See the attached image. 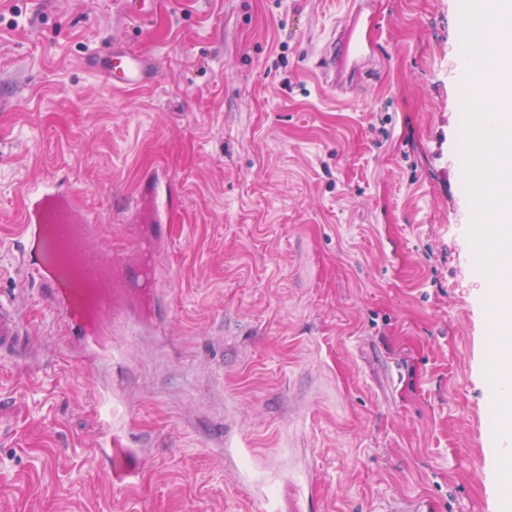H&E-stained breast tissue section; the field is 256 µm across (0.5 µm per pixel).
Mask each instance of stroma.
Instances as JSON below:
<instances>
[{
	"mask_svg": "<svg viewBox=\"0 0 512 512\" xmlns=\"http://www.w3.org/2000/svg\"><path fill=\"white\" fill-rule=\"evenodd\" d=\"M345 8L0 0V512H499L461 0H374L382 65L339 99L314 62ZM115 43L157 80L111 88L86 57ZM46 187L101 215L93 246L156 244L151 311L93 363L18 268ZM23 320L14 299L0 295V356L12 355L23 335Z\"/></svg>",
	"mask_w": 512,
	"mask_h": 512,
	"instance_id": "stroma-1",
	"label": "stroma"
}]
</instances>
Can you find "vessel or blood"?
I'll return each mask as SVG.
<instances>
[{
	"label": "vessel or blood",
	"mask_w": 512,
	"mask_h": 512,
	"mask_svg": "<svg viewBox=\"0 0 512 512\" xmlns=\"http://www.w3.org/2000/svg\"><path fill=\"white\" fill-rule=\"evenodd\" d=\"M362 8L351 0L345 20L322 51L317 70L322 82L337 95L356 89L370 67L371 48L361 35ZM156 64L152 59L125 47L112 45L100 60L107 82L123 88L151 80ZM98 215L83 209L73 199L52 193L30 192L18 235L24 243L22 264L26 275L37 279L49 291V306L58 321L79 332L91 325H104L115 303V295L99 300L92 318L78 310L79 291L64 272L79 266L86 272L101 274L108 284L121 291L146 292L156 286L148 264L130 268L126 258L109 255L106 249L92 246L89 238ZM23 333V320L14 299H0V356L12 355Z\"/></svg>",
	"instance_id": "obj_1"
}]
</instances>
